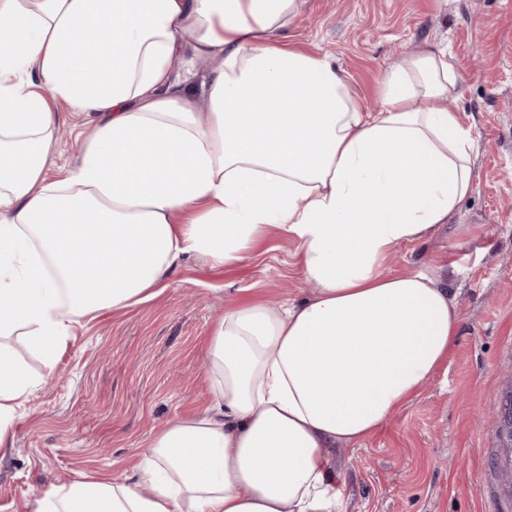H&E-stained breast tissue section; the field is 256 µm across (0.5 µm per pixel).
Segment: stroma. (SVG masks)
<instances>
[{"mask_svg":"<svg viewBox=\"0 0 512 512\" xmlns=\"http://www.w3.org/2000/svg\"><path fill=\"white\" fill-rule=\"evenodd\" d=\"M299 2L280 40L335 58L371 109L401 54L447 46L461 86L448 107L477 141L472 190L455 217L384 266L390 275L457 266L459 335L416 397L369 438L336 449L343 512H512L494 466L499 388L512 371V0ZM57 110L55 177L79 162L94 127L65 103ZM300 266L297 243L269 231L240 263L183 257L159 296L76 324L0 450V512H25L34 490L82 472L133 476L160 429L212 406L207 350L225 306L307 297Z\"/></svg>","mask_w":512,"mask_h":512,"instance_id":"obj_1","label":"stroma"}]
</instances>
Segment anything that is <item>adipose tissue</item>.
<instances>
[{
	"mask_svg": "<svg viewBox=\"0 0 512 512\" xmlns=\"http://www.w3.org/2000/svg\"><path fill=\"white\" fill-rule=\"evenodd\" d=\"M299 0H0V447L75 323L158 296L181 255L230 266L273 229L305 299L232 305L214 404L158 433L118 480L80 474L27 512H339L331 449L372 435L447 360L460 325L430 267L392 276L472 190L475 141L430 44L364 110L328 55L281 45ZM204 83H197L200 69ZM96 117L51 179L55 102Z\"/></svg>",
	"mask_w": 512,
	"mask_h": 512,
	"instance_id": "1",
	"label": "adipose tissue"
}]
</instances>
